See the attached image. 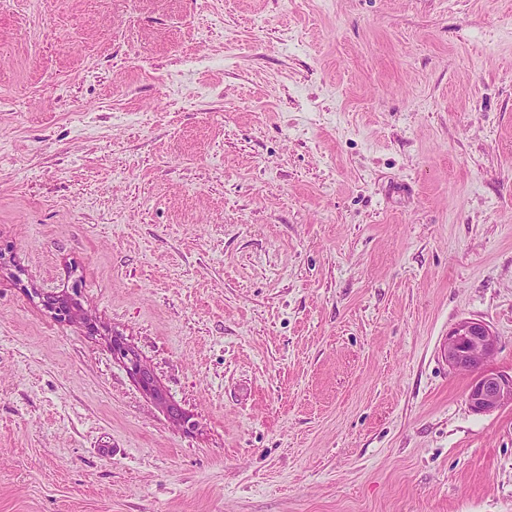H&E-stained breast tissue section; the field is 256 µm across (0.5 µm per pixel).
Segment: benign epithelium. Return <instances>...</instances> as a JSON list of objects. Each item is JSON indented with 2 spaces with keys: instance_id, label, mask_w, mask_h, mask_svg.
Returning a JSON list of instances; mask_svg holds the SVG:
<instances>
[{
  "instance_id": "7a95c632",
  "label": "benign epithelium",
  "mask_w": 512,
  "mask_h": 512,
  "mask_svg": "<svg viewBox=\"0 0 512 512\" xmlns=\"http://www.w3.org/2000/svg\"><path fill=\"white\" fill-rule=\"evenodd\" d=\"M42 300L57 316L63 319L72 317L66 296L46 292ZM112 344L139 387L157 404L167 406L160 384L134 348L120 336L112 337ZM497 347L498 339L494 332L486 324L470 319L459 321L443 343L442 352L448 367L472 375L467 398L477 413H491L512 406V374L489 367Z\"/></svg>"
}]
</instances>
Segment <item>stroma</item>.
<instances>
[{"mask_svg":"<svg viewBox=\"0 0 512 512\" xmlns=\"http://www.w3.org/2000/svg\"><path fill=\"white\" fill-rule=\"evenodd\" d=\"M463 319L512 373V0H0V512H512ZM497 347L494 332L486 324L470 319L459 321L443 343L442 352L448 367L472 375L467 398L477 413L512 406V374L489 367ZM440 356L444 360L442 354ZM111 341L116 351H118L117 356L125 361L129 373L139 387L157 404L168 409L160 384L152 371L143 364L134 348L124 342L121 336H112ZM121 355L125 356L122 357Z\"/></svg>","mask_w":512,"mask_h":512,"instance_id":"35a3bbf8","label":"stroma"}]
</instances>
